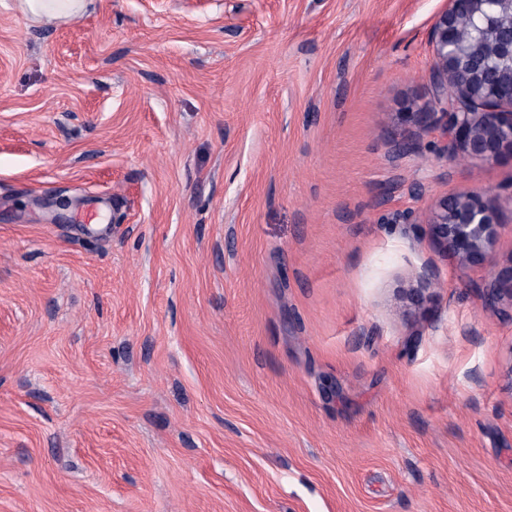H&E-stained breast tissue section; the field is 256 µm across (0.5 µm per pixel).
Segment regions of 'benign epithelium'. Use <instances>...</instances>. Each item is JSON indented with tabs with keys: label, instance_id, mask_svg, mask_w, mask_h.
<instances>
[{
	"label": "benign epithelium",
	"instance_id": "obj_1",
	"mask_svg": "<svg viewBox=\"0 0 512 512\" xmlns=\"http://www.w3.org/2000/svg\"><path fill=\"white\" fill-rule=\"evenodd\" d=\"M498 3L499 0H449L448 9L438 16L431 30L435 105L409 112V118L424 130L442 131L448 139V152L459 151L488 163L512 157V88L503 92L500 73L486 64L483 53L463 45L456 19L464 9L488 13ZM450 84L456 94L444 107ZM501 228L490 194L483 189L441 199L430 225L435 242L451 250L462 266L483 264L494 250ZM433 276L428 268L421 271L418 287L410 292L412 301L422 303L423 292ZM483 288L491 304L505 293L512 301V266L489 274Z\"/></svg>",
	"mask_w": 512,
	"mask_h": 512
}]
</instances>
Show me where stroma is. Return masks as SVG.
Segmentation results:
<instances>
[{
    "label": "stroma",
    "mask_w": 512,
    "mask_h": 512,
    "mask_svg": "<svg viewBox=\"0 0 512 512\" xmlns=\"http://www.w3.org/2000/svg\"><path fill=\"white\" fill-rule=\"evenodd\" d=\"M447 7L0 0V512H512V158L407 115ZM93 0H25L30 13L36 18H69L81 13ZM502 224L483 189H471L441 199L430 229L435 242L457 257L460 265H482L494 250ZM482 288L490 304L498 302L505 292L512 303V263L509 268L490 273Z\"/></svg>",
    "instance_id": "obj_1"
}]
</instances>
